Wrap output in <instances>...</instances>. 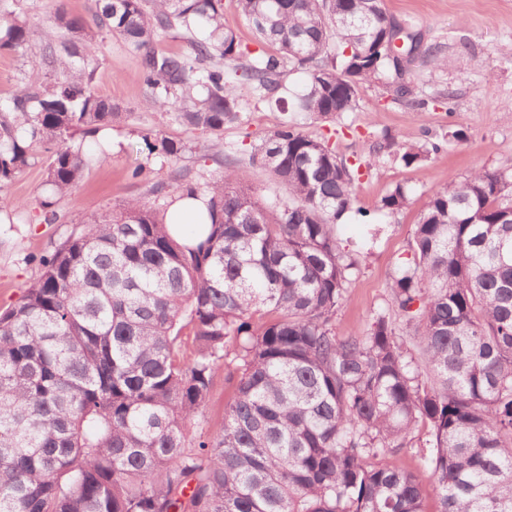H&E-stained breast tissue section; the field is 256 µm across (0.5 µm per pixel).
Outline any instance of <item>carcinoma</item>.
<instances>
[{"label": "carcinoma", "instance_id": "obj_1", "mask_svg": "<svg viewBox=\"0 0 512 512\" xmlns=\"http://www.w3.org/2000/svg\"><path fill=\"white\" fill-rule=\"evenodd\" d=\"M233 3L253 49L224 27V0H96L92 26L60 6L40 26L0 0V51L40 41L46 79L20 72L0 103V191L43 149L48 224L89 165L83 142L122 117L93 87L104 35L136 53L143 105L191 132L243 124L240 87L288 112L216 176L178 166L109 215L74 213L80 233L19 285L0 312V512H427V484L435 512H512V165L432 191L387 307L339 336L360 261L337 228L367 216L359 167L298 117L354 112L371 81L418 116L457 92L421 96L413 67L440 46L384 0ZM422 136L404 166L466 134ZM142 140L175 163L187 151ZM254 168L281 193L262 198ZM171 192L195 202L199 242L146 201ZM407 204L399 183L378 211ZM220 377L234 393L209 433ZM413 447L422 474L399 462Z\"/></svg>", "mask_w": 512, "mask_h": 512}]
</instances>
